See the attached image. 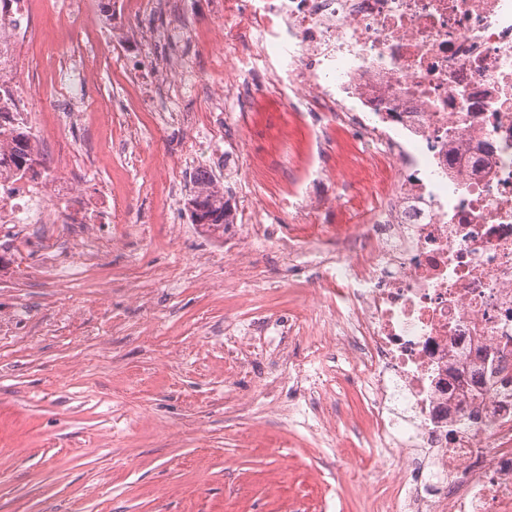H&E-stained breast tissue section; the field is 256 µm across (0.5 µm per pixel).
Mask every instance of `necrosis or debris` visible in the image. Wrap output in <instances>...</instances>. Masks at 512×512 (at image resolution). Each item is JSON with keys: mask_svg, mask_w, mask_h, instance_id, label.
Returning a JSON list of instances; mask_svg holds the SVG:
<instances>
[{"mask_svg": "<svg viewBox=\"0 0 512 512\" xmlns=\"http://www.w3.org/2000/svg\"><path fill=\"white\" fill-rule=\"evenodd\" d=\"M182 4L61 14V55L74 66L48 95L24 56L40 38L32 0L0 12V224L53 212L114 223L80 191L82 152L64 150L52 167L34 146L20 172L16 133L86 106L83 32L111 38L112 62L147 55L183 30L141 39L127 21ZM222 12L207 49L224 57L225 111H253L258 83L271 82L299 121L317 118L324 176L360 189L354 202L305 192L283 205L297 231L277 251L314 253L321 273L307 282L304 318L256 315L250 340L317 336L326 377L292 357L277 367L310 378L313 401L336 382L359 403L388 492L373 494L353 460L339 479L376 512H512V0H224ZM342 138L353 156L337 167Z\"/></svg>", "mask_w": 512, "mask_h": 512, "instance_id": "obj_1", "label": "necrosis or debris"}]
</instances>
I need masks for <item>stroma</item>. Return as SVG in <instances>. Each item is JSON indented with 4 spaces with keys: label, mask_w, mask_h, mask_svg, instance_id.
<instances>
[{
    "label": "stroma",
    "mask_w": 512,
    "mask_h": 512,
    "mask_svg": "<svg viewBox=\"0 0 512 512\" xmlns=\"http://www.w3.org/2000/svg\"><path fill=\"white\" fill-rule=\"evenodd\" d=\"M191 7L181 53L223 84V59L204 50L210 0ZM145 69L137 58L123 76L100 67L86 96L123 107L127 80ZM204 106L189 96L127 113L141 147L133 163L112 144L110 118L62 128L45 116V136L97 149L88 186H111L124 201L121 224L141 231L0 226V512H370L337 480L350 457L384 492L370 447H337L303 416L270 411L264 355L249 373L224 374L226 325L300 311L305 298L271 243L254 245L253 277L225 266L223 237L185 207L194 174L224 151L263 160L280 174L273 189L223 183L233 212L277 215L305 175L309 135L271 93L262 111L229 119L224 141L209 142L200 127L160 131L168 108ZM173 163L174 190L158 175Z\"/></svg>",
    "instance_id": "obj_1"
}]
</instances>
